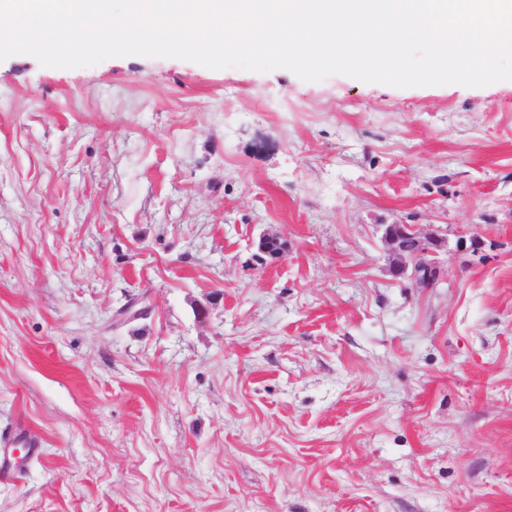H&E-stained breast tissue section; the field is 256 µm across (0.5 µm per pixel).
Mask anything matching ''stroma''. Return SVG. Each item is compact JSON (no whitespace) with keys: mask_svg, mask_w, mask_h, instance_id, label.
Returning <instances> with one entry per match:
<instances>
[{"mask_svg":"<svg viewBox=\"0 0 512 512\" xmlns=\"http://www.w3.org/2000/svg\"><path fill=\"white\" fill-rule=\"evenodd\" d=\"M19 435L0 512H512V81L0 61ZM401 227V236L383 235V242L397 257L396 269L400 275H408L421 288H432L437 281L440 268L437 260L439 250L444 246L445 239L438 234L423 235L414 224H393ZM423 260L429 272L436 274V281L428 277L420 279L417 271L418 261Z\"/></svg>","mask_w":512,"mask_h":512,"instance_id":"1","label":"stroma"}]
</instances>
